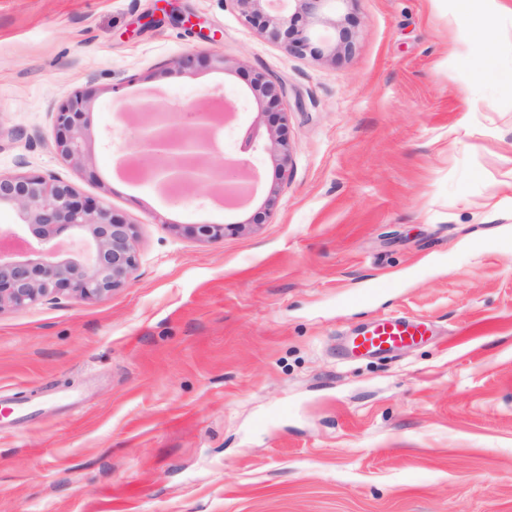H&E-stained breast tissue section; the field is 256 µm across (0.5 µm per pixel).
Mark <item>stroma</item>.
<instances>
[{
  "instance_id": "1",
  "label": "stroma",
  "mask_w": 512,
  "mask_h": 512,
  "mask_svg": "<svg viewBox=\"0 0 512 512\" xmlns=\"http://www.w3.org/2000/svg\"><path fill=\"white\" fill-rule=\"evenodd\" d=\"M341 12L356 40L331 61L287 54L232 0H0V172L103 199L138 252L106 299L0 311V512H512V85L475 78L453 0ZM216 51L227 69L177 65ZM258 72L287 89L291 165L250 153L251 202L120 165L140 105L222 97L228 172L264 138ZM77 91L84 167L55 145ZM271 191L252 231L184 230L246 221ZM390 313L433 332L342 359L344 331ZM274 192L271 191L269 200L264 202L261 210L256 211L248 220L244 223H231V224H191L187 225L184 230L190 235L194 236L200 241L209 242L218 239H224V236L228 234H238L246 228L263 224L268 216L269 202L273 201Z\"/></svg>"
}]
</instances>
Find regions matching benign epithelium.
I'll list each match as a JSON object with an SVG mask.
<instances>
[{
    "label": "benign epithelium",
    "instance_id": "benign-epithelium-1",
    "mask_svg": "<svg viewBox=\"0 0 512 512\" xmlns=\"http://www.w3.org/2000/svg\"><path fill=\"white\" fill-rule=\"evenodd\" d=\"M245 22L287 54L336 59L352 50L356 24L337 16L342 0H233ZM330 24L337 42L328 50L316 44V27ZM260 114L266 118V138L261 148L281 173L288 172L291 151L286 136L288 113L281 109L284 87L264 73L250 83ZM90 103L84 92H75L57 112L56 148L77 166L90 162L89 134L82 116ZM198 120L192 135L172 134L177 115L160 105L146 103L139 113L138 147L176 146L183 153L154 172L163 183L211 185L203 193L221 203L227 194L217 184L209 161L210 133L224 125L223 109L202 105L189 113ZM17 211L19 222L1 235L24 242L20 249H0V310L26 308L46 300L76 297L100 301L126 286L138 266L134 225L113 214L102 201L81 197L69 184L52 176L33 173H0V206ZM269 202L244 223L191 224L185 231L209 242L238 234L264 223Z\"/></svg>",
    "mask_w": 512,
    "mask_h": 512
}]
</instances>
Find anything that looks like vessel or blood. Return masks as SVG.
Masks as SVG:
<instances>
[{"instance_id": "obj_1", "label": "vessel or blood", "mask_w": 512, "mask_h": 512, "mask_svg": "<svg viewBox=\"0 0 512 512\" xmlns=\"http://www.w3.org/2000/svg\"><path fill=\"white\" fill-rule=\"evenodd\" d=\"M428 332L425 318L389 315L352 331L344 344L357 357L392 353L423 340Z\"/></svg>"}]
</instances>
